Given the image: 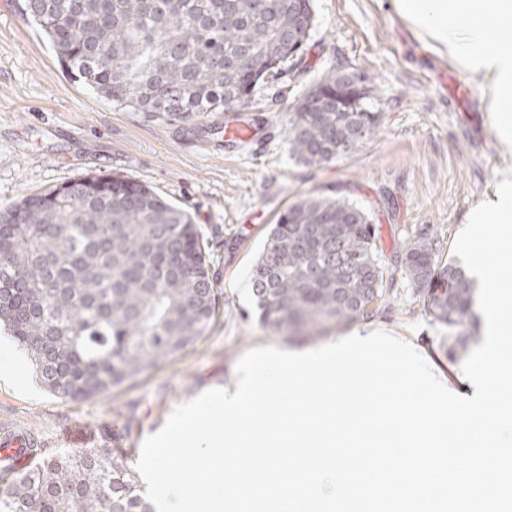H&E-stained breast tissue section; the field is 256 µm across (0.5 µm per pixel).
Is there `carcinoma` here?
Instances as JSON below:
<instances>
[{"instance_id": "cac0c4a2", "label": "carcinoma", "mask_w": 512, "mask_h": 512, "mask_svg": "<svg viewBox=\"0 0 512 512\" xmlns=\"http://www.w3.org/2000/svg\"><path fill=\"white\" fill-rule=\"evenodd\" d=\"M62 69L149 117L196 124L234 112L257 86L304 60L312 0H24ZM330 72L288 115L291 154L320 166L378 135L374 94H336ZM210 240L187 211L117 174L88 172L0 213V324L63 400L104 394L199 340L215 306ZM431 230L393 252L453 357L475 339L474 285ZM367 211L306 196L271 231L252 274L260 319L276 333L317 335L372 316L389 293ZM0 512H154L111 448L43 459L0 493Z\"/></svg>"}]
</instances>
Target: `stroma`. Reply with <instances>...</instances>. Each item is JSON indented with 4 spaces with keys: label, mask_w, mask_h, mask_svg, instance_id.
Wrapping results in <instances>:
<instances>
[{
    "label": "stroma",
    "mask_w": 512,
    "mask_h": 512,
    "mask_svg": "<svg viewBox=\"0 0 512 512\" xmlns=\"http://www.w3.org/2000/svg\"><path fill=\"white\" fill-rule=\"evenodd\" d=\"M20 3L0 0V210L89 171L146 184L188 211L209 238L216 309L197 343L88 400L55 397L26 364L24 389L0 387V430L33 432L44 456L108 446L133 467L142 442L180 404L234 381L247 351L322 346L366 325L421 346L449 387L465 384L463 357L448 356L447 326L424 308L401 265L390 266V300L372 318L324 336L264 328L253 296L251 270L282 211L300 197L362 206L387 256L407 236L433 228L450 260L468 212L490 200L512 169L478 86L432 53L388 0H313L303 73L262 84L236 113L257 134L233 143L219 131L207 135L162 115L148 118L99 96L61 69ZM333 69L371 80L380 132L307 167L289 151L288 114Z\"/></svg>",
    "instance_id": "1"
}]
</instances>
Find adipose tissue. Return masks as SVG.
I'll return each instance as SVG.
<instances>
[{
  "label": "adipose tissue",
  "mask_w": 512,
  "mask_h": 512,
  "mask_svg": "<svg viewBox=\"0 0 512 512\" xmlns=\"http://www.w3.org/2000/svg\"><path fill=\"white\" fill-rule=\"evenodd\" d=\"M389 6L478 85L499 146L512 155V0H389Z\"/></svg>",
  "instance_id": "obj_1"
}]
</instances>
